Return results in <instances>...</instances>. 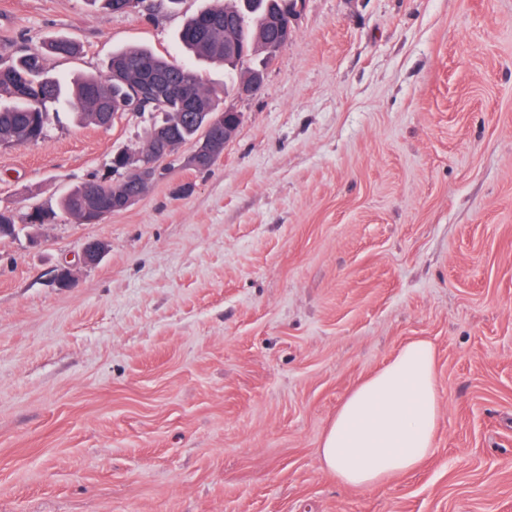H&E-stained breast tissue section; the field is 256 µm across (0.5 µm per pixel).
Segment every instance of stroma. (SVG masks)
Returning <instances> with one entry per match:
<instances>
[{"label": "stroma", "instance_id": "35a3bbf8", "mask_svg": "<svg viewBox=\"0 0 512 512\" xmlns=\"http://www.w3.org/2000/svg\"><path fill=\"white\" fill-rule=\"evenodd\" d=\"M212 0H0V59L57 38L55 76L105 73ZM223 157L192 144L99 224L0 240V512H512V0H300ZM0 145V209L120 180L151 115ZM107 250L80 264L85 243ZM74 267L71 287L53 284ZM436 350V450L371 488L320 440L408 341Z\"/></svg>", "mask_w": 512, "mask_h": 512}]
</instances>
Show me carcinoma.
I'll use <instances>...</instances> for the list:
<instances>
[{
  "instance_id": "1",
  "label": "carcinoma",
  "mask_w": 512,
  "mask_h": 512,
  "mask_svg": "<svg viewBox=\"0 0 512 512\" xmlns=\"http://www.w3.org/2000/svg\"><path fill=\"white\" fill-rule=\"evenodd\" d=\"M91 2L112 12L136 8L135 0ZM296 5L297 0H214L212 6L188 20L180 34L181 46L190 57L224 64V76L238 91L252 72L267 69L275 59L271 41L289 30ZM49 52L68 57L78 52V45L55 39L50 42ZM124 83L151 86L153 94L146 98L143 111L163 114L162 120L150 127L146 151L160 128L175 149L201 141L204 131L195 121L199 112L214 120L211 133L224 132V111L217 109L215 96L202 86L198 75L145 48L129 47L114 54L105 75L77 76L68 81L48 76L44 55L28 51L12 64L0 67V141H39L45 132L48 107L60 101L72 103L83 122L101 126L103 113L115 116L126 111ZM109 190L131 194L137 186L82 183L62 196L60 207L79 223L90 224L100 216L89 199L90 192L100 195Z\"/></svg>"
}]
</instances>
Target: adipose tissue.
Wrapping results in <instances>:
<instances>
[{"label": "adipose tissue", "mask_w": 512, "mask_h": 512, "mask_svg": "<svg viewBox=\"0 0 512 512\" xmlns=\"http://www.w3.org/2000/svg\"><path fill=\"white\" fill-rule=\"evenodd\" d=\"M439 420L434 348L410 341L345 396L322 436L321 461L343 485L374 486L432 455Z\"/></svg>", "instance_id": "obj_1"}]
</instances>
